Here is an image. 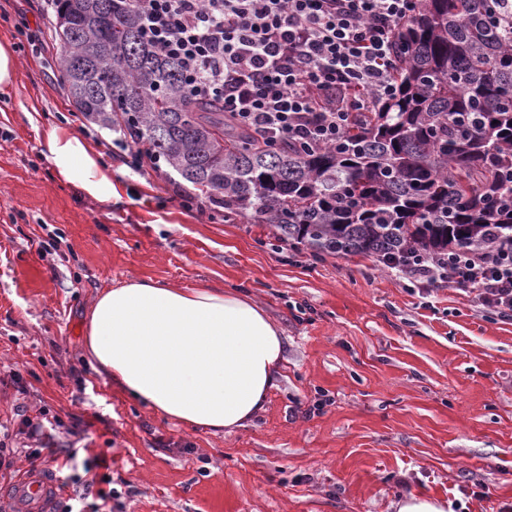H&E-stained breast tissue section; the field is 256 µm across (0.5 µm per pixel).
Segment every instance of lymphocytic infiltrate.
Segmentation results:
<instances>
[{
    "mask_svg": "<svg viewBox=\"0 0 512 512\" xmlns=\"http://www.w3.org/2000/svg\"><path fill=\"white\" fill-rule=\"evenodd\" d=\"M419 0H130L146 37L179 59L192 96L219 100L255 137L305 149L334 145L356 112L396 92L398 25ZM403 278L451 286L512 318V245L396 254Z\"/></svg>",
    "mask_w": 512,
    "mask_h": 512,
    "instance_id": "f902f5d3",
    "label": "lymphocytic infiltrate"
}]
</instances>
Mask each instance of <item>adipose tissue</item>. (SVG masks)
<instances>
[{
    "mask_svg": "<svg viewBox=\"0 0 512 512\" xmlns=\"http://www.w3.org/2000/svg\"><path fill=\"white\" fill-rule=\"evenodd\" d=\"M44 148L59 179L102 203L115 197L111 171L80 135L53 129ZM83 341L91 369L127 398L216 433L244 427L263 410L283 355L279 330L250 298L150 279L100 293Z\"/></svg>",
    "mask_w": 512,
    "mask_h": 512,
    "instance_id": "1",
    "label": "adipose tissue"
}]
</instances>
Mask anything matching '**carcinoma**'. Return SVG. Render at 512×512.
I'll return each mask as SVG.
<instances>
[{
    "mask_svg": "<svg viewBox=\"0 0 512 512\" xmlns=\"http://www.w3.org/2000/svg\"><path fill=\"white\" fill-rule=\"evenodd\" d=\"M74 107L164 160L224 220L252 217L313 256L435 255L512 243V4L419 0L399 25L397 93L313 151L264 147L179 63L127 0H55Z\"/></svg>",
    "mask_w": 512,
    "mask_h": 512,
    "instance_id": "obj_1",
    "label": "carcinoma"
}]
</instances>
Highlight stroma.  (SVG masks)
<instances>
[{
	"mask_svg": "<svg viewBox=\"0 0 512 512\" xmlns=\"http://www.w3.org/2000/svg\"><path fill=\"white\" fill-rule=\"evenodd\" d=\"M55 21L51 0H0V43L18 60L0 92V426L41 421L94 489L119 492L116 512H395L411 494L452 512L512 504V319L375 258L319 260L268 225L184 206L191 184L164 163L135 172L119 131L77 112ZM59 126L111 168L112 202L54 179L43 143ZM55 229L58 248L41 249ZM133 278L232 288L265 310L284 350L255 419L187 428L89 368L83 319ZM321 390L330 404L305 416ZM36 443L10 438L16 469Z\"/></svg>",
	"mask_w": 512,
	"mask_h": 512,
	"instance_id": "stroma-1",
	"label": "stroma"
}]
</instances>
